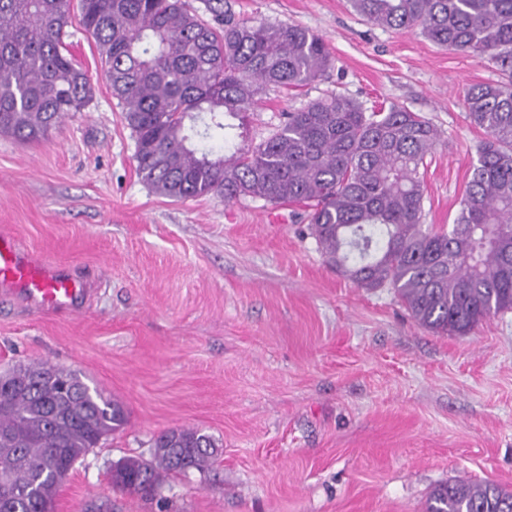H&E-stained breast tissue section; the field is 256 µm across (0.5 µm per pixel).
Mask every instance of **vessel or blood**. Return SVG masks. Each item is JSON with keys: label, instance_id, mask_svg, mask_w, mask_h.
I'll return each mask as SVG.
<instances>
[{"label": "vessel or blood", "instance_id": "b4317fda", "mask_svg": "<svg viewBox=\"0 0 512 512\" xmlns=\"http://www.w3.org/2000/svg\"><path fill=\"white\" fill-rule=\"evenodd\" d=\"M0 293L16 296L34 310L74 313L83 307L91 288L80 273L24 250L12 235L1 232Z\"/></svg>", "mask_w": 512, "mask_h": 512}]
</instances>
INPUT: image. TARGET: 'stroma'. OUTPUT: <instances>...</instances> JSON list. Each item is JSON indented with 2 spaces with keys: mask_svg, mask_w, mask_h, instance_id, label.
Masks as SVG:
<instances>
[{
  "mask_svg": "<svg viewBox=\"0 0 512 512\" xmlns=\"http://www.w3.org/2000/svg\"><path fill=\"white\" fill-rule=\"evenodd\" d=\"M224 8L307 28L334 60L301 90L266 88L239 118L245 147L329 92L405 106L442 133L422 221L453 223L485 138L463 92L498 80L494 64L372 25L348 0ZM70 13L67 44L93 97L40 140L0 134V232L96 277L97 292L72 316L0 298V369L76 370L127 423L75 464L54 512H424L459 478L512 492V310L437 335L394 290L328 264L303 207L157 194L79 0ZM181 427L217 441L212 470L174 476L154 498L113 489L114 464L149 458L154 435Z\"/></svg>",
  "mask_w": 512,
  "mask_h": 512,
  "instance_id": "stroma-1",
  "label": "stroma"
}]
</instances>
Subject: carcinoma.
Instances as JSON below:
<instances>
[{
    "label": "carcinoma",
    "instance_id": "cac0c4a2",
    "mask_svg": "<svg viewBox=\"0 0 512 512\" xmlns=\"http://www.w3.org/2000/svg\"><path fill=\"white\" fill-rule=\"evenodd\" d=\"M213 22L184 0H80L81 24L135 133L141 178L162 196L303 203L322 254L361 288L393 289L436 334L466 336L512 309V0H352L369 23L418 28L433 43L488 60L505 80L470 86L463 107L486 134L452 228L422 224L420 169L440 133L392 104L368 112L329 93L285 114L254 148H234L232 120L265 86H306L332 65L319 35L237 20L211 0ZM67 0H0V133L38 140L91 100L65 38ZM229 154H224V151ZM0 512H54L75 462L127 424L123 407L72 369L17 364L0 374ZM194 428L154 438L149 460L123 459L113 487L153 496L166 478L215 463ZM425 512H512V492L458 479Z\"/></svg>",
    "mask_w": 512,
    "mask_h": 512
}]
</instances>
